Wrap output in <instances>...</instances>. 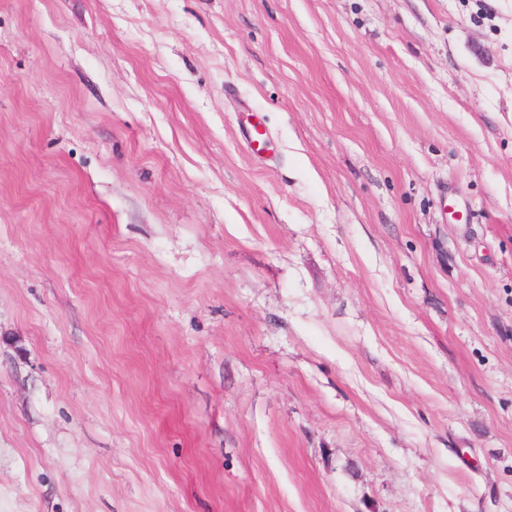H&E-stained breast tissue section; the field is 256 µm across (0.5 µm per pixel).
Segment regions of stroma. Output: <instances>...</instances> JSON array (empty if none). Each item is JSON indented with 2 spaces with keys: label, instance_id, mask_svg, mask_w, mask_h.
I'll return each instance as SVG.
<instances>
[{
  "label": "stroma",
  "instance_id": "stroma-1",
  "mask_svg": "<svg viewBox=\"0 0 512 512\" xmlns=\"http://www.w3.org/2000/svg\"><path fill=\"white\" fill-rule=\"evenodd\" d=\"M0 512H512V0H0Z\"/></svg>",
  "mask_w": 512,
  "mask_h": 512
}]
</instances>
